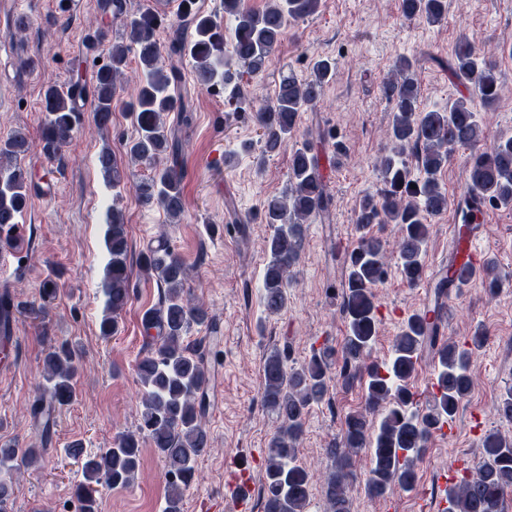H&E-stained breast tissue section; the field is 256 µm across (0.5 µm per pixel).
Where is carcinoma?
I'll list each match as a JSON object with an SVG mask.
<instances>
[{
    "mask_svg": "<svg viewBox=\"0 0 512 512\" xmlns=\"http://www.w3.org/2000/svg\"><path fill=\"white\" fill-rule=\"evenodd\" d=\"M321 0H270L262 12L242 6L241 0H224V14L233 20L230 47H224L221 24L202 13L196 0H181L182 25L168 43L169 67L159 65L161 47L158 22L150 11L123 19L124 36L112 43L109 63L97 73L94 93V123L103 128L112 123V101L116 84L134 53L140 69V83L127 110L137 136L126 148L122 163L110 149L97 156V165L108 187L117 189L130 167L147 163L152 175L138 185L145 206L156 205L170 218L184 212V171L182 146L177 132L166 126L165 114L178 112L189 121L188 95L174 93L180 80L176 60L188 55L194 61L197 84L206 90L230 89L225 104L239 109L242 96L235 80L263 72L271 53L281 42L287 25L315 14ZM447 0H401L405 20L436 24L445 19ZM192 31L187 39L184 32ZM417 60L402 56L393 75L382 84V95L392 105L388 137L393 148L376 160L382 187L366 191L355 208L358 232L355 246L342 256L347 270L342 295V312L347 332L341 347V365L334 369V353L324 344L313 350L298 367L288 366L289 355L275 350L263 366V404L276 418L277 428L268 446L265 468L263 512H305L311 497L308 472L297 464L296 443L303 433L306 416L313 404L327 401L333 386L364 387L366 411H351L342 421L340 439L328 448L334 461L326 478L324 495L327 512H352L353 492L363 489L373 500L385 497L399 485L411 490L416 483V463L426 453L435 430L450 421L468 394L471 379L468 366L473 352L482 347L486 333L477 331L462 342H448L440 328L417 314L404 321L383 366L366 363L378 334V305L375 288L387 275L388 255L384 240L375 234L379 224H395L398 268L409 286L425 277L424 255L432 219L448 208V193L439 176L454 152L470 150L465 170L467 191L459 207L460 235L468 236L490 206L512 208V135L500 136L492 146L483 147L484 133L476 113L464 96L434 110L420 107L416 74ZM448 69L472 85L473 93L486 108L499 99L497 66L465 37L455 46ZM336 65L327 58L314 59L311 78L301 81L293 71L281 77L272 101L259 107L254 121L264 153L277 152L296 131L300 113L319 102L323 87L335 76ZM80 84H49L43 91L48 120L43 128L40 152L58 157L72 140L77 112L75 98L82 96ZM33 147L23 128L11 131L0 141V244L17 246V230L35 185L20 166L19 159ZM416 150V163L402 159L406 148ZM324 155L309 142L294 151L288 176L289 190L263 207L265 223L274 227L263 274V306L269 314L288 307V276L299 261L306 224L330 215L322 160ZM416 188H411V185ZM105 246L108 254L102 291L106 313L101 336L111 337L118 328V316L131 300V256L124 216L117 208L106 214ZM137 266L154 278L160 288L158 307L142 317L145 354L136 365L143 387L140 425L121 433L114 446L88 455L83 444L74 442L67 454L81 465L84 482L75 490L79 512H98L92 484L106 478L114 487L129 485L140 466L141 440L146 438L161 458L169 494L164 512H180L183 490L196 473L197 459L209 448L203 426L206 413L204 386L207 369L201 355L184 343L191 325L210 321L207 308L185 291V265L168 239L139 254ZM58 284L47 277L41 285L43 303L37 314L46 317L48 304ZM14 300L7 291L0 294V353L9 355L12 341ZM434 363L436 392L423 413L410 410L412 394L408 381L418 371L424 355ZM78 355L67 342L50 348L44 358L42 395L32 405L41 421L43 442L51 439L52 413L76 398L74 377ZM367 448L371 469L362 484L351 471V454ZM485 454L471 472L448 486L442 512H507L512 498V438L489 433L483 440ZM45 449L29 448L17 458L13 448L0 446V470L34 466Z\"/></svg>",
    "mask_w": 512,
    "mask_h": 512,
    "instance_id": "cac0c4a2",
    "label": "carcinoma"
}]
</instances>
